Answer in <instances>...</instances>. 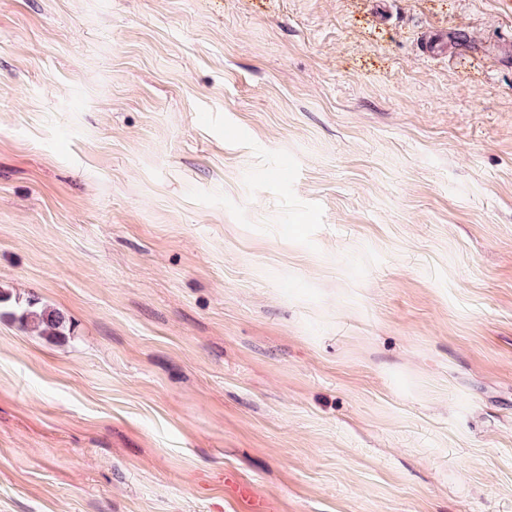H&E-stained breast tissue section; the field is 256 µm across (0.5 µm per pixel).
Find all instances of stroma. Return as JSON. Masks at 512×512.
Listing matches in <instances>:
<instances>
[{
  "label": "stroma",
  "mask_w": 512,
  "mask_h": 512,
  "mask_svg": "<svg viewBox=\"0 0 512 512\" xmlns=\"http://www.w3.org/2000/svg\"><path fill=\"white\" fill-rule=\"evenodd\" d=\"M0 512H512L506 0H0ZM10 314L23 328L37 331L49 340H60L69 332L62 313L39 305L35 299L26 300L24 304L15 301L14 311Z\"/></svg>",
  "instance_id": "1"
}]
</instances>
